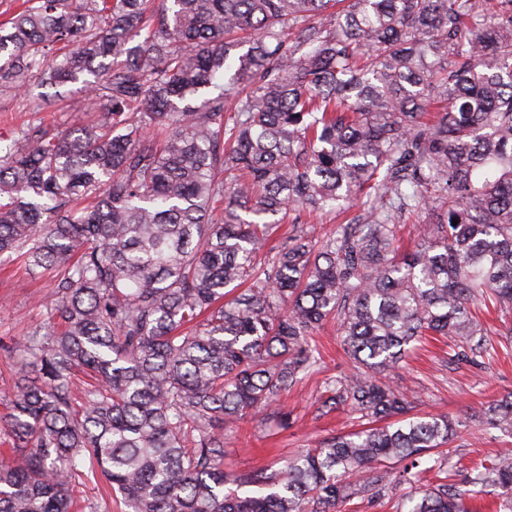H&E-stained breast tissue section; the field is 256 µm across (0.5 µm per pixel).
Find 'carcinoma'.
<instances>
[{"instance_id": "cac0c4a2", "label": "carcinoma", "mask_w": 512, "mask_h": 512, "mask_svg": "<svg viewBox=\"0 0 512 512\" xmlns=\"http://www.w3.org/2000/svg\"><path fill=\"white\" fill-rule=\"evenodd\" d=\"M32 82L80 84L103 120L0 147V258L58 278L15 345L37 377L0 512H71L84 461L125 512H340L393 483L395 512H512V453L461 488L455 422L383 378L430 334L491 354L473 310L512 311V0H22L0 88ZM354 205L362 223L265 250L288 216ZM330 319L353 370L324 406L369 425L224 472V430L320 369ZM479 422L512 436V400Z\"/></svg>"}]
</instances>
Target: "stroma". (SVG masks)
Wrapping results in <instances>:
<instances>
[{"mask_svg": "<svg viewBox=\"0 0 512 512\" xmlns=\"http://www.w3.org/2000/svg\"><path fill=\"white\" fill-rule=\"evenodd\" d=\"M83 112H24L18 101L0 95V144H8L16 127L41 123L54 132H69L86 120ZM56 286L52 272L29 273L18 262L0 264V342L26 336L47 317L45 307ZM323 363L316 372L285 393L281 408L290 425L281 428L273 412L246 417L224 433L225 471L245 472L262 466L281 467L295 451L318 446L325 439L354 430L347 405L323 407L324 383L349 373L351 362L343 350L336 324L325 325L314 337ZM454 342L429 340L409 353L387 373L389 384L404 393L419 414L469 418L448 449L458 469L489 463L512 438L487 433L474 414L489 404L512 397V349L482 365L457 358Z\"/></svg>", "mask_w": 512, "mask_h": 512, "instance_id": "obj_1", "label": "stroma"}]
</instances>
